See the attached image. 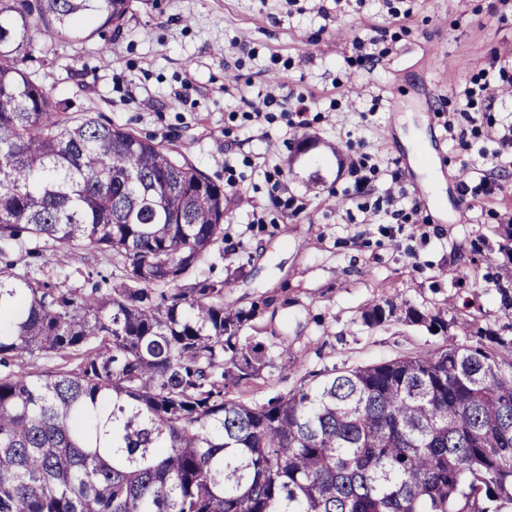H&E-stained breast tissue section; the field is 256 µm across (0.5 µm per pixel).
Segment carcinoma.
<instances>
[{
    "label": "carcinoma",
    "instance_id": "obj_1",
    "mask_svg": "<svg viewBox=\"0 0 512 512\" xmlns=\"http://www.w3.org/2000/svg\"><path fill=\"white\" fill-rule=\"evenodd\" d=\"M133 2L0 0V512H512V336L233 395L267 361L201 274L224 188L23 68L37 36L118 32ZM34 238L112 255V287L43 277Z\"/></svg>",
    "mask_w": 512,
    "mask_h": 512
}]
</instances>
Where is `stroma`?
I'll use <instances>...</instances> for the list:
<instances>
[{"label":"stroma","mask_w":512,"mask_h":512,"mask_svg":"<svg viewBox=\"0 0 512 512\" xmlns=\"http://www.w3.org/2000/svg\"><path fill=\"white\" fill-rule=\"evenodd\" d=\"M497 0H414L408 34L372 70L348 67L354 37L390 20L378 0H136L121 33L69 41L44 36L25 64L70 116H103L158 141L174 140L216 184H237L221 254L204 274L226 280L225 303L251 312L263 344L286 338L261 379L236 389L246 402L295 389L332 366L432 354L465 343L456 327L431 334L396 314L370 328L363 312L388 299L473 328L512 332L499 286L512 284V157L472 173L479 151L458 149L436 110L492 52L512 50V15ZM314 101L297 154L286 100ZM277 99L261 119L252 104ZM382 169L377 186L419 205L426 224H385L347 199L350 150ZM487 176L494 196L462 195ZM295 198L274 207L271 192ZM340 199L332 206L330 198ZM263 223H252L253 215ZM49 277L74 269L112 275V257L37 241ZM493 254L495 265L484 257Z\"/></svg>","instance_id":"1"}]
</instances>
